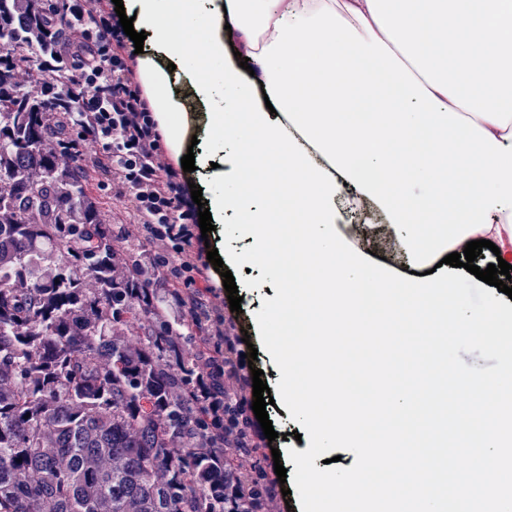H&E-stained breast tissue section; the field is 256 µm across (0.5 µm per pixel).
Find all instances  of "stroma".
<instances>
[{
    "instance_id": "obj_1",
    "label": "stroma",
    "mask_w": 512,
    "mask_h": 512,
    "mask_svg": "<svg viewBox=\"0 0 512 512\" xmlns=\"http://www.w3.org/2000/svg\"><path fill=\"white\" fill-rule=\"evenodd\" d=\"M90 193L103 205L106 220L113 224L125 225L131 238H139L141 227L138 223L137 201L132 194L119 195L103 182L95 181ZM367 217H360L351 211H343L338 220V229L347 244L356 250L371 254L374 266L395 267L396 277L407 278L411 270L401 265L400 253L396 244L397 236L383 213L374 205L367 204ZM249 245L246 234L239 226L235 209L224 212L223 224L209 232L207 240H193L185 254H172L171 263L192 261L202 265L206 287L204 296L209 304L213 319L222 320V329L233 343L235 353L244 354L248 349H257L254 368L263 370L262 380L267 383L272 395H279L280 389L274 365L268 356L267 341L272 337H287L288 322L284 319L266 317V305L277 288L282 287V273L288 267L289 241H282L277 253L266 263L251 265L250 268H233L232 274L239 287L242 299L240 311L230 309L223 279L207 262L208 248L219 252L243 250ZM491 293L485 282L476 278L466 269L454 268L448 277V304L454 316L465 318L482 310ZM267 412L277 433L275 441L259 437L254 439L255 457L260 460L266 473H273L275 464H283L287 471L285 486L288 496H276L275 512H300L301 505L309 492V472L297 470L293 454L299 443L294 432L298 429L297 420L283 413L278 407L268 406ZM280 451V459H273V451Z\"/></svg>"
}]
</instances>
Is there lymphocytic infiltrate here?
I'll use <instances>...</instances> for the list:
<instances>
[{
  "label": "lymphocytic infiltrate",
  "instance_id": "lymphocytic-infiltrate-1",
  "mask_svg": "<svg viewBox=\"0 0 512 512\" xmlns=\"http://www.w3.org/2000/svg\"><path fill=\"white\" fill-rule=\"evenodd\" d=\"M95 34L85 37L90 58L84 65L88 89L85 103L101 102L82 141L101 144L100 162L114 185L132 191L140 217L156 224V236L175 252H183L196 223V205L169 166L159 162L153 116L134 82L123 53L126 35L111 12L96 10Z\"/></svg>",
  "mask_w": 512,
  "mask_h": 512
}]
</instances>
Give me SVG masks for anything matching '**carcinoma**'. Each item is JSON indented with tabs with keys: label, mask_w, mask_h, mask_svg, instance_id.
I'll list each match as a JSON object with an SVG mask.
<instances>
[{
	"label": "carcinoma",
	"mask_w": 512,
	"mask_h": 512,
	"mask_svg": "<svg viewBox=\"0 0 512 512\" xmlns=\"http://www.w3.org/2000/svg\"><path fill=\"white\" fill-rule=\"evenodd\" d=\"M77 16L68 0H0V512H224L240 480L229 432L251 465L237 512L252 509L269 486L240 409L216 423L197 390L199 374L224 384L203 303L171 318L187 304L177 271L87 191Z\"/></svg>",
	"instance_id": "cac0c4a2"
}]
</instances>
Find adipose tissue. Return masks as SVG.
<instances>
[{
    "label": "adipose tissue",
    "instance_id": "1",
    "mask_svg": "<svg viewBox=\"0 0 512 512\" xmlns=\"http://www.w3.org/2000/svg\"><path fill=\"white\" fill-rule=\"evenodd\" d=\"M135 30L151 33L137 66L164 147L185 153L186 100L219 101L211 150L239 142L211 173L233 183L261 172L248 195L209 197L212 216L232 206L255 244L230 262L257 263L291 237L288 286L268 308L289 315V338L271 339L282 402L310 444L357 446L363 495L336 474H315L305 512H443L432 489L392 476L371 483L379 448L416 452L440 426L413 421L403 393L383 407L346 387L352 372L382 379L363 358L393 328L435 329L448 319V277L393 279L347 252L336 199L382 208L415 225L407 252L493 242L512 264V0H123ZM248 57L242 75L227 45ZM263 86L266 100L256 99ZM246 112V129L229 118ZM284 210L287 224L271 223Z\"/></svg>",
    "mask_w": 512,
    "mask_h": 512
}]
</instances>
